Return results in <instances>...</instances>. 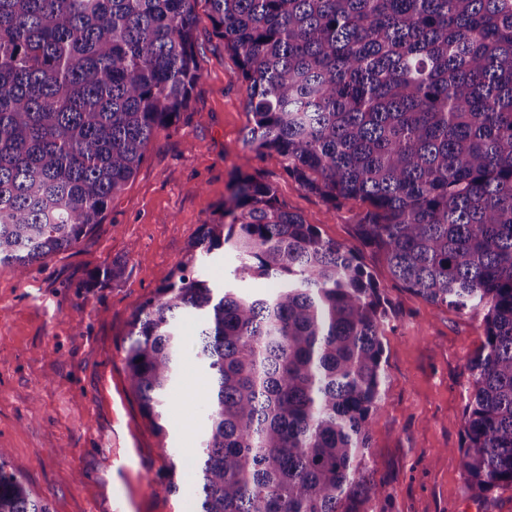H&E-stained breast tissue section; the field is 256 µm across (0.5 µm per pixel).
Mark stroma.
Returning a JSON list of instances; mask_svg holds the SVG:
<instances>
[{
    "instance_id": "stroma-1",
    "label": "stroma",
    "mask_w": 512,
    "mask_h": 512,
    "mask_svg": "<svg viewBox=\"0 0 512 512\" xmlns=\"http://www.w3.org/2000/svg\"><path fill=\"white\" fill-rule=\"evenodd\" d=\"M203 70L188 123L162 131L96 230L35 265L27 278L0 268V457L51 512H184L193 491L194 426L206 382L187 340L176 396L157 434L127 381L122 339L135 310L165 284L202 225L218 216L238 175L273 185L279 202L324 239L356 246L366 205L333 211L288 178L274 152L244 141L246 84L205 0L195 6ZM360 257L392 314L383 327L385 385L371 423L369 474L385 487L384 512H512V489L486 497L464 480L460 447L470 395L467 363L484 341L483 315L432 305L397 285L381 258ZM119 260L126 275L107 288L84 282ZM127 455L111 468L114 452ZM182 460L175 495L156 492L165 457Z\"/></svg>"
}]
</instances>
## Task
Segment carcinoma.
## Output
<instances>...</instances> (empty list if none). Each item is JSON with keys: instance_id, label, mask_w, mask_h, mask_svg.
<instances>
[{"instance_id": "carcinoma-1", "label": "carcinoma", "mask_w": 512, "mask_h": 512, "mask_svg": "<svg viewBox=\"0 0 512 512\" xmlns=\"http://www.w3.org/2000/svg\"><path fill=\"white\" fill-rule=\"evenodd\" d=\"M197 0H0V268L24 279L76 246L187 117L202 78ZM237 58L245 140L331 209L407 291L484 312L467 363L462 465L512 487V0H205ZM230 247L243 296L203 273ZM99 267L89 284L123 278ZM207 377L192 512H368L388 301L356 249L322 238L245 175L170 280L132 316L130 387L164 432L184 340ZM168 456L155 491H179ZM0 512H50L0 458Z\"/></svg>"}]
</instances>
